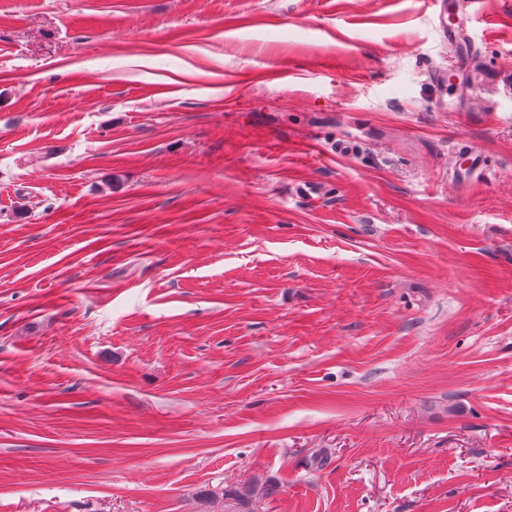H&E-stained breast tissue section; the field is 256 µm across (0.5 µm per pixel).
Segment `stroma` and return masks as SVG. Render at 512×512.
Listing matches in <instances>:
<instances>
[{
	"label": "stroma",
	"mask_w": 512,
	"mask_h": 512,
	"mask_svg": "<svg viewBox=\"0 0 512 512\" xmlns=\"http://www.w3.org/2000/svg\"><path fill=\"white\" fill-rule=\"evenodd\" d=\"M450 2L447 107L438 0H0V512H512V0Z\"/></svg>",
	"instance_id": "35a3bbf8"
}]
</instances>
